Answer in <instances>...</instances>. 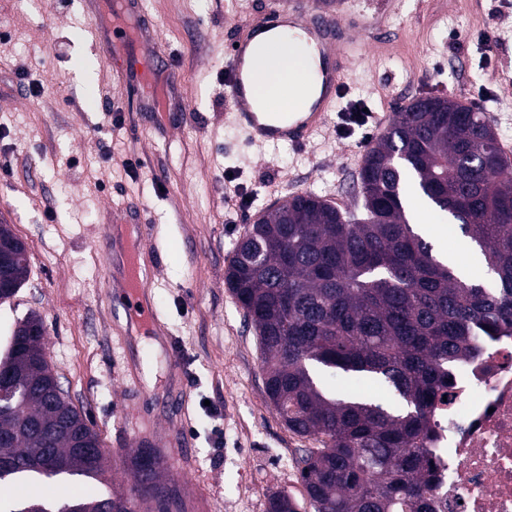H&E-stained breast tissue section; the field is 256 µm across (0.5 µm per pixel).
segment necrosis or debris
Here are the masks:
<instances>
[{
  "label": "necrosis or debris",
  "mask_w": 512,
  "mask_h": 512,
  "mask_svg": "<svg viewBox=\"0 0 512 512\" xmlns=\"http://www.w3.org/2000/svg\"><path fill=\"white\" fill-rule=\"evenodd\" d=\"M449 401L432 412L426 450L440 483L437 512H512V333L449 364Z\"/></svg>",
  "instance_id": "necrosis-or-debris-1"
}]
</instances>
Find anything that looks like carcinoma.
<instances>
[{"instance_id":"1","label":"carcinoma","mask_w":512,"mask_h":512,"mask_svg":"<svg viewBox=\"0 0 512 512\" xmlns=\"http://www.w3.org/2000/svg\"><path fill=\"white\" fill-rule=\"evenodd\" d=\"M365 217L347 216L309 191L256 214L236 244L225 284L251 321L270 404L292 433L311 438L295 463L312 512H433L425 448L431 410L448 395V362L477 350L475 337L512 328V172L498 135L468 102L431 96L401 108L358 173ZM482 252L495 287L462 278L407 214L408 189ZM12 291L28 276L27 248L0 223ZM43 319L16 322L0 359L13 400L0 402V485L26 481L23 500L0 512H186L163 478L161 449L128 458L131 494L50 502L48 481H100L99 435L61 388ZM369 379L388 400L328 385V372ZM77 448L98 449L91 461ZM268 512H298L285 493Z\"/></svg>"}]
</instances>
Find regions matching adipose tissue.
<instances>
[{
    "mask_svg": "<svg viewBox=\"0 0 512 512\" xmlns=\"http://www.w3.org/2000/svg\"><path fill=\"white\" fill-rule=\"evenodd\" d=\"M315 91L313 54L305 41L280 31L266 35L254 66L256 108L287 110Z\"/></svg>",
    "mask_w": 512,
    "mask_h": 512,
    "instance_id": "ef3b65f1",
    "label": "adipose tissue"
}]
</instances>
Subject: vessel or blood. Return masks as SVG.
I'll list each match as a JSON object with an SVG mask.
<instances>
[{
  "mask_svg": "<svg viewBox=\"0 0 512 512\" xmlns=\"http://www.w3.org/2000/svg\"><path fill=\"white\" fill-rule=\"evenodd\" d=\"M332 0H289L287 6L270 4L260 19L238 22L233 46L225 52L226 116L254 144L286 143L305 146L313 132L326 125L335 110L339 90L349 68V50L358 42L368 21L355 15H334ZM92 27L97 45H110L111 55L132 89L164 82L168 75L167 53L153 45L148 18L140 0H94ZM299 28L305 33L317 64L319 92L298 112H257L251 103L247 77L261 37L280 28ZM139 212L114 213L104 239L108 267L112 269V293L131 311L130 327L162 335L146 279L141 278L140 250L131 243L133 231L144 230Z\"/></svg>",
  "mask_w": 512,
  "mask_h": 512,
  "instance_id": "vessel-or-blood-1",
  "label": "vessel or blood"
}]
</instances>
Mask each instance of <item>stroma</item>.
Returning <instances> with one entry per match:
<instances>
[{
    "label": "stroma",
    "instance_id": "35a3bbf8",
    "mask_svg": "<svg viewBox=\"0 0 512 512\" xmlns=\"http://www.w3.org/2000/svg\"><path fill=\"white\" fill-rule=\"evenodd\" d=\"M0 0V220L24 240L30 276L0 304V353L18 318L46 326L47 358L62 388L83 407L109 466L104 483H45L55 500L71 492L129 491L125 458L137 441L117 421L126 409L151 423L146 440L166 457L187 512H267L283 492L310 512L296 469L312 440L290 432L264 389L253 326L224 283L229 258L254 214L313 191L362 216L354 179L361 131L328 124L301 150L249 145L225 121L224 50L238 20L269 0H144L185 105L160 90L141 111L113 65L99 64L82 26L84 0ZM370 26L349 65L338 111L366 102L392 124L410 95L475 100L512 147V0H350ZM492 23L500 44L485 52ZM137 206L150 226L147 247L163 254L150 288L174 341L155 349L135 337L131 358L152 381L126 385L118 337L125 312L107 286L101 231L113 210ZM189 393L185 411L166 401L173 380ZM180 420L193 462L177 472Z\"/></svg>",
    "mask_w": 512,
    "mask_h": 512
}]
</instances>
